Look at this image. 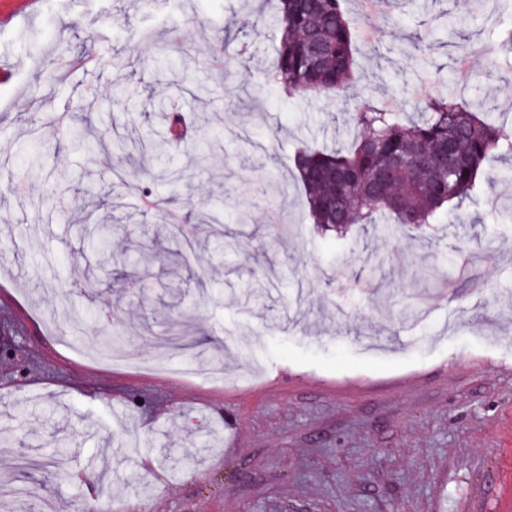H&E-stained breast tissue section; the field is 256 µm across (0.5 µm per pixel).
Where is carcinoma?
Segmentation results:
<instances>
[{
  "mask_svg": "<svg viewBox=\"0 0 512 512\" xmlns=\"http://www.w3.org/2000/svg\"><path fill=\"white\" fill-rule=\"evenodd\" d=\"M280 32L269 83L284 95L339 94L354 79L355 33L344 0H278ZM494 57L512 56V26L500 30L488 45ZM184 58L164 41L157 63L176 71ZM163 135L150 143L153 158L169 156L184 138V118L167 109L163 100ZM416 118L375 104L353 113L357 135L347 149L299 148L293 156L298 179L306 192L311 223L341 236L354 224L382 225L390 234L398 227L421 228L438 223L437 215L452 206L463 209L478 188L485 165L496 157L512 156V125L497 123L487 113L467 106L453 88L428 97ZM81 145L96 144L112 155L128 152V143L115 140L107 128L88 121L71 127ZM112 225L92 224L88 243L96 264L108 265L112 254L105 242ZM169 339L184 340L188 322L158 323Z\"/></svg>",
  "mask_w": 512,
  "mask_h": 512,
  "instance_id": "carcinoma-1",
  "label": "carcinoma"
}]
</instances>
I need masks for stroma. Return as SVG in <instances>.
<instances>
[{"label":"stroma","instance_id":"stroma-1","mask_svg":"<svg viewBox=\"0 0 512 512\" xmlns=\"http://www.w3.org/2000/svg\"><path fill=\"white\" fill-rule=\"evenodd\" d=\"M274 0H40L0 28V484L26 485L30 501L0 496V512H512V180L504 161L485 168L467 218L443 215L436 236H388L354 225L344 239L308 220L294 178L297 148H343L351 115L396 99L427 54L438 87L512 124V60L482 55L504 0H378L365 14L345 0L357 29L374 26L356 54L355 80L329 99L270 88L278 37ZM178 34L189 85L155 64ZM471 60L456 61L462 36ZM66 53H59L58 44ZM245 47L232 70L222 44ZM131 68L113 67V53ZM98 56L95 68L75 57ZM63 83L51 81L54 72ZM141 106L108 117L135 143L161 129L149 103L163 95L192 135L155 174L153 193L184 223L202 206L226 229L248 225L235 251L190 247L161 232L163 214L127 186L145 153L105 160L75 143L60 113L101 104L125 84ZM93 192L110 208L112 332L123 345L165 354L171 371L129 370L88 350L100 324L84 294L95 257L84 216L63 219L59 198ZM143 249H177L188 272L131 265ZM193 319L190 341L221 351L224 376L182 375L194 351L162 350L155 330L129 323L156 312Z\"/></svg>","mask_w":512,"mask_h":512}]
</instances>
